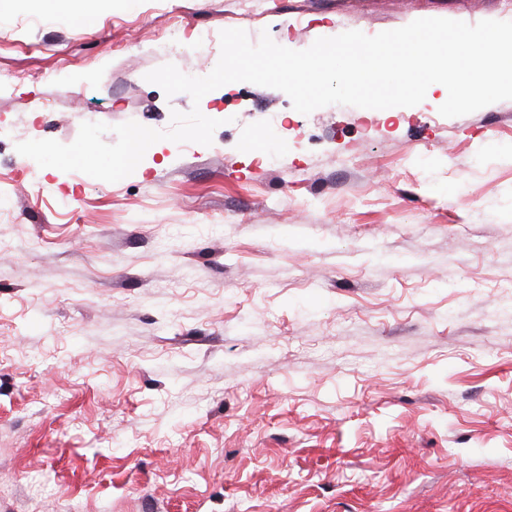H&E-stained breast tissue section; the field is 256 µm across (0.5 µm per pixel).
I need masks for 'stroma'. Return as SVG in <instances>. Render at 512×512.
<instances>
[{
    "instance_id": "stroma-1",
    "label": "stroma",
    "mask_w": 512,
    "mask_h": 512,
    "mask_svg": "<svg viewBox=\"0 0 512 512\" xmlns=\"http://www.w3.org/2000/svg\"><path fill=\"white\" fill-rule=\"evenodd\" d=\"M420 18L512 0L0 8V512H512V100L304 115L145 79L215 67L158 48L175 24L303 50ZM195 105L211 146L159 141L115 183L15 150Z\"/></svg>"
}]
</instances>
